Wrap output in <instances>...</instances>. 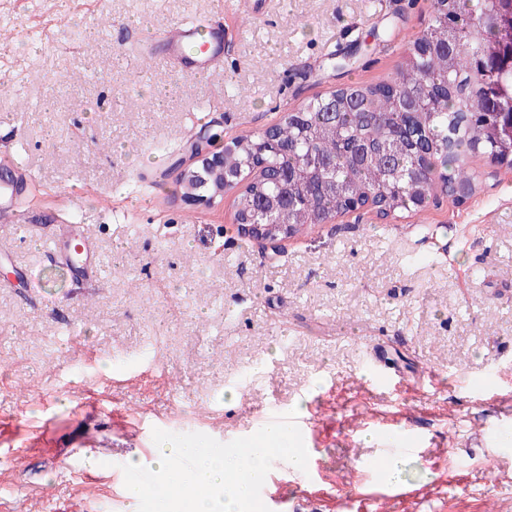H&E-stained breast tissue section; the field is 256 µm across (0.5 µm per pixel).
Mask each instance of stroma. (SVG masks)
<instances>
[{"label": "stroma", "instance_id": "obj_1", "mask_svg": "<svg viewBox=\"0 0 512 512\" xmlns=\"http://www.w3.org/2000/svg\"><path fill=\"white\" fill-rule=\"evenodd\" d=\"M246 2L0 0V153L20 191L0 219V512H133L87 464L151 458L129 413L227 443L313 406L324 512L382 485L354 465L382 454L414 493L387 512H512V444L475 439L512 411L511 168L469 154L467 200L364 207L278 254L234 226L248 176L210 206L176 182L201 133L255 135L338 86L389 81L431 0H270L257 19ZM199 19L224 59L189 80L159 35ZM73 225L95 285L41 260ZM373 344L403 388L363 384ZM135 369L142 380L113 384ZM479 375L507 399L477 400Z\"/></svg>", "mask_w": 512, "mask_h": 512}]
</instances>
